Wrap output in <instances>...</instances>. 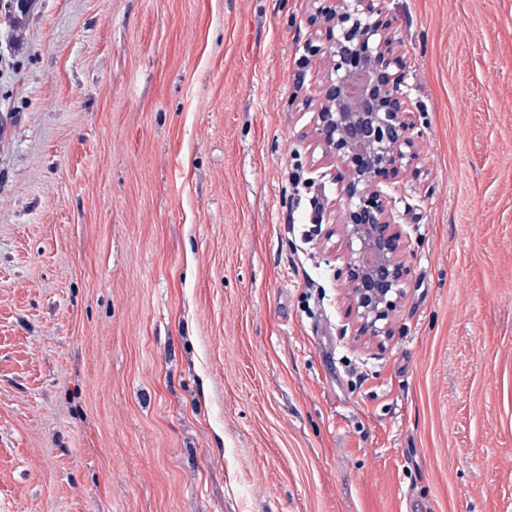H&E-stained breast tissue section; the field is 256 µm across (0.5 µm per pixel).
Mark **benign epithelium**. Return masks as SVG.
Here are the masks:
<instances>
[{"label": "benign epithelium", "mask_w": 512, "mask_h": 512, "mask_svg": "<svg viewBox=\"0 0 512 512\" xmlns=\"http://www.w3.org/2000/svg\"><path fill=\"white\" fill-rule=\"evenodd\" d=\"M310 22L325 36L308 41L306 53L324 60L326 77L301 103L312 113L320 176L336 184V208L323 215L339 225L343 247L332 258L349 283L351 333L357 340L390 336L409 266L392 196L378 176L419 172L420 133L397 51L402 38L384 17V0H324Z\"/></svg>", "instance_id": "obj_1"}]
</instances>
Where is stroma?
Wrapping results in <instances>:
<instances>
[{"instance_id":"35a3bbf8","label":"stroma","mask_w":512,"mask_h":512,"mask_svg":"<svg viewBox=\"0 0 512 512\" xmlns=\"http://www.w3.org/2000/svg\"><path fill=\"white\" fill-rule=\"evenodd\" d=\"M419 175L357 341L310 223L311 0H0V512H512V0H385Z\"/></svg>"}]
</instances>
